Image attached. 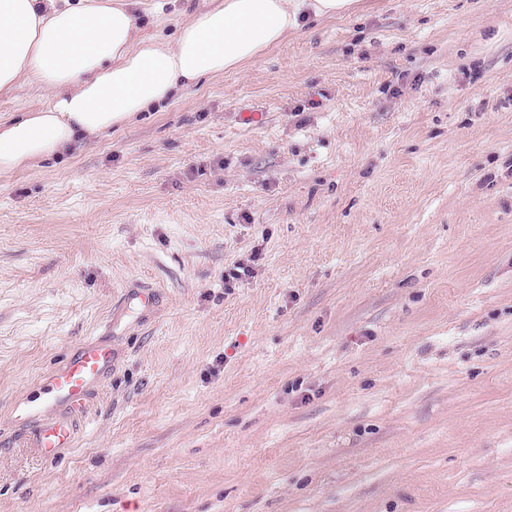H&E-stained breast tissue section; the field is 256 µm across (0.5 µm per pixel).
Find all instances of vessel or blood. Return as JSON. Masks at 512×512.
<instances>
[{"label":"vessel or blood","instance_id":"b4317fda","mask_svg":"<svg viewBox=\"0 0 512 512\" xmlns=\"http://www.w3.org/2000/svg\"><path fill=\"white\" fill-rule=\"evenodd\" d=\"M112 365L111 347L88 342L76 357L64 361L42 380L38 394L14 403L15 422L29 431L33 446L43 457H55L60 449L72 446L76 428L69 414L83 408Z\"/></svg>","mask_w":512,"mask_h":512}]
</instances>
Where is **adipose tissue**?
I'll list each match as a JSON object with an SVG mask.
<instances>
[{
  "label": "adipose tissue",
  "instance_id": "obj_1",
  "mask_svg": "<svg viewBox=\"0 0 512 512\" xmlns=\"http://www.w3.org/2000/svg\"><path fill=\"white\" fill-rule=\"evenodd\" d=\"M357 0H212L172 40L140 34L126 0H0V93L22 83L46 106L0 120V176L131 123L138 113L240 70L306 19L353 12Z\"/></svg>",
  "mask_w": 512,
  "mask_h": 512
}]
</instances>
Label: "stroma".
<instances>
[{
    "label": "stroma",
    "instance_id": "stroma-1",
    "mask_svg": "<svg viewBox=\"0 0 512 512\" xmlns=\"http://www.w3.org/2000/svg\"><path fill=\"white\" fill-rule=\"evenodd\" d=\"M0 512H512V0H358L0 179ZM112 365L111 347L88 342L76 357L64 361L42 380L39 395L14 403L13 419L29 431L34 448H39L43 457L54 458L60 449L73 445L76 428L66 411L81 410Z\"/></svg>",
    "mask_w": 512,
    "mask_h": 512
}]
</instances>
